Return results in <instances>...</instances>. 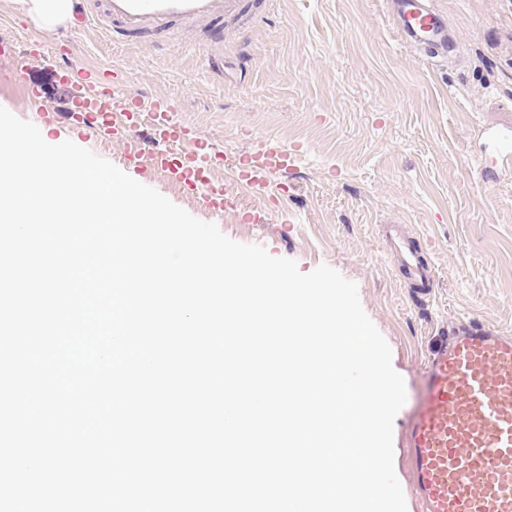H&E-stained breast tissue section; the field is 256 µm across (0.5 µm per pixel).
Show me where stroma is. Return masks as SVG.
<instances>
[{"label": "stroma", "mask_w": 512, "mask_h": 512, "mask_svg": "<svg viewBox=\"0 0 512 512\" xmlns=\"http://www.w3.org/2000/svg\"><path fill=\"white\" fill-rule=\"evenodd\" d=\"M458 49L437 62L402 44L385 0H240L223 40L200 25L163 36L108 40L98 18L63 25L53 48L24 51L35 26L25 0H0V107L107 159L231 239L258 244L308 273L326 264L358 287L362 307L392 349L406 402L393 424L394 467L407 512L404 432L421 394V369L450 323L477 320L512 334V160L484 182L479 163L493 147L484 125L512 120V0H434ZM92 67H123L132 97L159 94L177 106V124L223 155L212 172L234 210H206L157 169L127 165L124 147L97 139L73 115L75 90L58 75L57 46ZM41 92L26 102L17 73ZM58 112L47 122L40 106ZM300 147L287 185L273 200L225 178V169L270 142ZM413 239L434 277V294L415 286L385 231Z\"/></svg>", "instance_id": "stroma-1"}]
</instances>
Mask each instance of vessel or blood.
I'll use <instances>...</instances> for the list:
<instances>
[{
  "mask_svg": "<svg viewBox=\"0 0 512 512\" xmlns=\"http://www.w3.org/2000/svg\"><path fill=\"white\" fill-rule=\"evenodd\" d=\"M237 0H101V15L113 38L142 30L164 31L174 21H204L211 34L224 32V18ZM393 22L403 44L436 56L457 49V40L432 0H393ZM120 69L104 71V89L77 92L73 104L95 114L113 136L124 139L126 160L144 152L132 134L149 121L155 140L168 143L153 153L155 166L182 192L209 209L223 211L224 186L212 181L213 156L173 119L171 99L129 98L112 81ZM298 149L277 143L246 155L232 170L246 190H261L274 173L294 169ZM408 275L418 278L422 297L434 279L414 248L403 254ZM415 501L420 512H512V336L480 323H453L427 357L422 391L405 433Z\"/></svg>",
  "mask_w": 512,
  "mask_h": 512,
  "instance_id": "b4317fda",
  "label": "vessel or blood"
}]
</instances>
